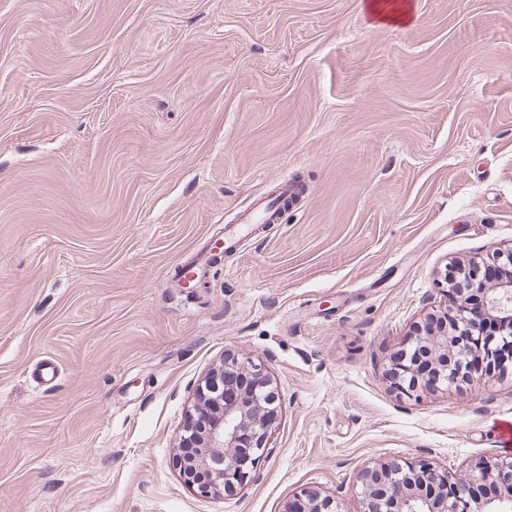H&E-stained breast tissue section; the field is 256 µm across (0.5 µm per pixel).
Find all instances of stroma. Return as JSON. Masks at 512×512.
Instances as JSON below:
<instances>
[{"instance_id": "1", "label": "stroma", "mask_w": 512, "mask_h": 512, "mask_svg": "<svg viewBox=\"0 0 512 512\" xmlns=\"http://www.w3.org/2000/svg\"><path fill=\"white\" fill-rule=\"evenodd\" d=\"M364 2L0 0V512H359L367 462L503 457L512 368L410 395L388 370L447 263L512 248V0ZM228 353L280 409L245 488L204 496L179 443ZM366 10L373 20L382 23L406 24L412 18L408 0H366ZM269 202H260L256 207L240 212L238 223L233 224L232 230L225 229L224 238L212 240L207 244L205 251L203 249L195 259L179 269L178 273L183 270L181 279L189 284L187 288H193L194 284L200 280L199 266H203V260L207 263L212 260V256H218L224 252L236 249L238 241L248 233L252 226L251 224L281 223L282 214L288 207L277 203L270 208ZM213 251L215 252L212 253ZM193 276H196L195 281H192ZM305 501H307V507H303ZM333 504L334 500L328 495L300 494L288 502L285 512H338V510L332 509Z\"/></svg>"}]
</instances>
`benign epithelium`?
I'll return each instance as SVG.
<instances>
[{
	"label": "benign epithelium",
	"instance_id": "1",
	"mask_svg": "<svg viewBox=\"0 0 512 512\" xmlns=\"http://www.w3.org/2000/svg\"><path fill=\"white\" fill-rule=\"evenodd\" d=\"M483 307L503 323L496 339L478 334L469 307L456 297L454 305L430 317L433 328L399 354L390 376L403 391L421 388L418 365L428 360L445 387L474 383L468 370L471 358L494 362L501 346L512 348V281L471 288ZM246 371L256 382L234 398L224 394V376ZM278 397L261 365L224 358V368L209 373L197 388L188 417L187 436L197 443L196 454L180 465L186 484L205 496L234 484L242 488L263 457L278 416ZM360 512H512V458L480 465L464 480L426 463L397 460L362 468L357 478ZM328 496L307 494L288 502L286 512H337Z\"/></svg>",
	"mask_w": 512,
	"mask_h": 512
}]
</instances>
